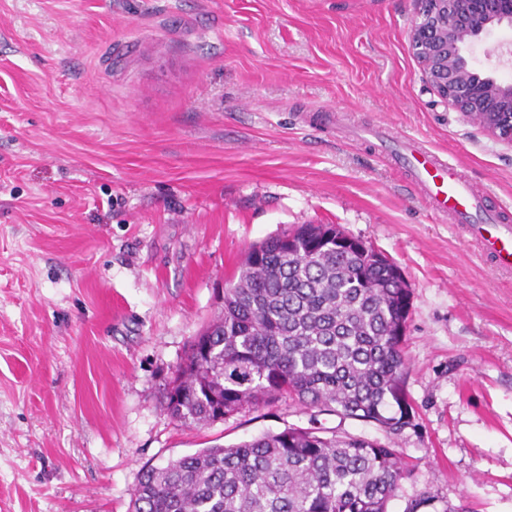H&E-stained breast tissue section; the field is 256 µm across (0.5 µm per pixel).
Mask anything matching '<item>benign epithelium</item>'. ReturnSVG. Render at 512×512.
<instances>
[{"label":"benign epithelium","instance_id":"7a95c632","mask_svg":"<svg viewBox=\"0 0 512 512\" xmlns=\"http://www.w3.org/2000/svg\"><path fill=\"white\" fill-rule=\"evenodd\" d=\"M409 32L423 80L446 106L512 147V84L473 71L463 49L494 28L512 27V0H415Z\"/></svg>","mask_w":512,"mask_h":512}]
</instances>
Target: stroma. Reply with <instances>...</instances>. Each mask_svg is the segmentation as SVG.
I'll return each instance as SVG.
<instances>
[{
	"label": "stroma",
	"mask_w": 512,
	"mask_h": 512,
	"mask_svg": "<svg viewBox=\"0 0 512 512\" xmlns=\"http://www.w3.org/2000/svg\"><path fill=\"white\" fill-rule=\"evenodd\" d=\"M413 0H0V512H130L142 467L286 427L406 465L388 512H512V274L347 125L512 200V150L439 102ZM512 83V28L468 47ZM336 224L411 293L398 434L278 401L203 427L164 388L248 249Z\"/></svg>",
	"instance_id": "obj_1"
}]
</instances>
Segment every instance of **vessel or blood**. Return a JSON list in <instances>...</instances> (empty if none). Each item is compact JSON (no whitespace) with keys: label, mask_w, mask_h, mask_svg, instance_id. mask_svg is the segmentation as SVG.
Wrapping results in <instances>:
<instances>
[{"label":"vessel or blood","mask_w":512,"mask_h":512,"mask_svg":"<svg viewBox=\"0 0 512 512\" xmlns=\"http://www.w3.org/2000/svg\"><path fill=\"white\" fill-rule=\"evenodd\" d=\"M352 135L374 139L392 167L405 171L434 211L452 216L495 270L512 273V222L507 219L512 212L511 203L485 205L456 165L415 138L373 127L354 128Z\"/></svg>","instance_id":"vessel-or-blood-1"}]
</instances>
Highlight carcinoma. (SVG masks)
<instances>
[{
	"label": "carcinoma",
	"instance_id": "obj_1",
	"mask_svg": "<svg viewBox=\"0 0 512 512\" xmlns=\"http://www.w3.org/2000/svg\"><path fill=\"white\" fill-rule=\"evenodd\" d=\"M409 308L393 261L332 224H303L248 251L222 316L169 381L165 410L205 426L289 398L397 433L414 418L403 387ZM403 476L395 448L286 427L145 468L131 512H387Z\"/></svg>",
	"mask_w": 512,
	"mask_h": 512
}]
</instances>
